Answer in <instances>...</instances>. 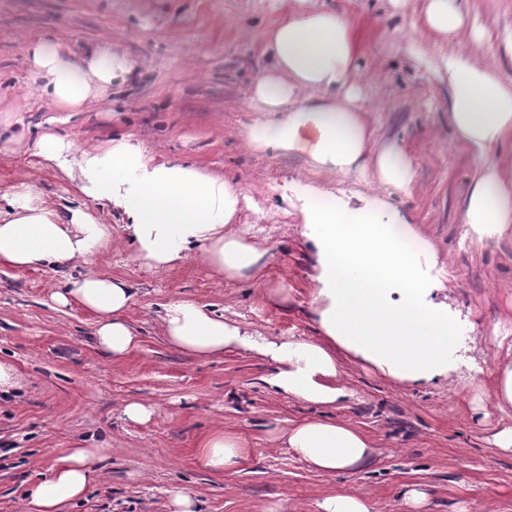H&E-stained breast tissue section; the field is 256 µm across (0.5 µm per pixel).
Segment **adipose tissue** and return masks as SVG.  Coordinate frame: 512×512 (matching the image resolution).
Here are the masks:
<instances>
[{
  "label": "adipose tissue",
  "instance_id": "obj_1",
  "mask_svg": "<svg viewBox=\"0 0 512 512\" xmlns=\"http://www.w3.org/2000/svg\"><path fill=\"white\" fill-rule=\"evenodd\" d=\"M474 50L448 59V121L473 159L474 174L462 205L463 221L478 239L512 237V173L500 155L512 141V81L484 62V32L474 29ZM358 41L352 22L318 0H293L269 31L268 66L249 90L248 102L265 119L242 132L253 148L277 146L305 157L333 175L374 173L380 185L408 189L410 156L397 144L378 143L361 88L353 78ZM136 62L107 49L76 60L54 41L31 52L35 90L57 111L80 112ZM35 156L71 178L85 198L112 207L125 220L137 260L171 269L200 254L217 274L256 280L268 252L240 224L241 193L224 177L150 156L133 138L77 149L48 130L33 145ZM289 192L303 203L305 237L316 257L315 340H270L207 307L174 300L164 307L161 329L176 349L201 357L236 351L270 365L266 384L275 392L333 405L348 395L341 361L350 359L401 385L451 380L464 348L445 303L434 301L423 264L434 246L416 225L377 193L337 194L296 181ZM0 208V266L39 269L89 262L108 227L89 209L59 213L37 181L24 178ZM133 294L127 282L94 271L52 294L61 307L79 305L96 318L95 340L119 360L138 346L124 318ZM300 460L332 475L361 468L372 447L341 421L307 419L275 432ZM249 441L232 430L209 434L200 458L213 472L235 471ZM102 448H70L51 477L30 491L36 512H61L84 495Z\"/></svg>",
  "mask_w": 512,
  "mask_h": 512
}]
</instances>
